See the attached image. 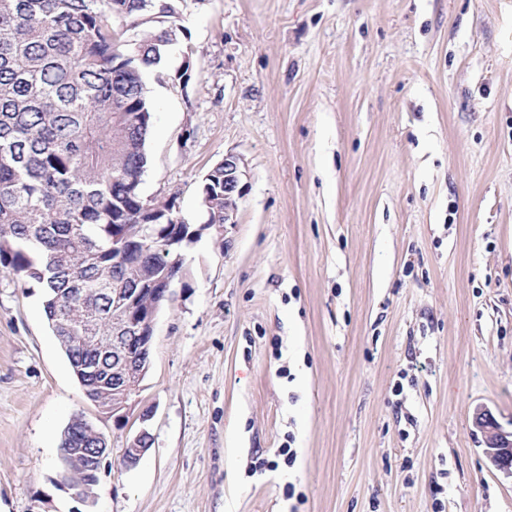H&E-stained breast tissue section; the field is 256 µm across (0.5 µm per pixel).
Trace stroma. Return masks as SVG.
<instances>
[{"mask_svg": "<svg viewBox=\"0 0 512 512\" xmlns=\"http://www.w3.org/2000/svg\"><path fill=\"white\" fill-rule=\"evenodd\" d=\"M179 25L141 193L201 223L232 153L241 195L157 315L152 445L123 465L143 424L0 272V512H512L474 421L512 432V0H186ZM77 415L110 449L87 502ZM286 442L293 468L253 471ZM93 431H97L92 423L87 421L83 416L74 418L63 431L60 441L59 450L71 449L70 453L89 454L95 452L94 455L98 456V459H102L106 454L107 448L104 444H95L93 448H82V443L93 434ZM63 468L62 480L67 485H87L93 488L98 481V467L93 466L86 455H70L65 462H60Z\"/></svg>", "mask_w": 512, "mask_h": 512, "instance_id": "35a3bbf8", "label": "stroma"}]
</instances>
